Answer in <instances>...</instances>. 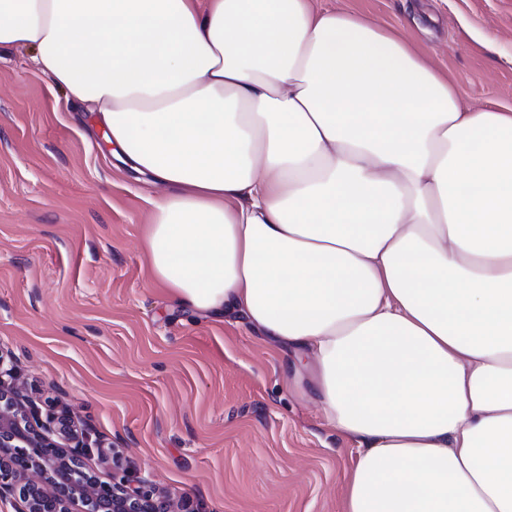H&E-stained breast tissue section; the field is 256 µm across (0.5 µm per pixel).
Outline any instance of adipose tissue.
Listing matches in <instances>:
<instances>
[{"instance_id": "obj_1", "label": "adipose tissue", "mask_w": 512, "mask_h": 512, "mask_svg": "<svg viewBox=\"0 0 512 512\" xmlns=\"http://www.w3.org/2000/svg\"><path fill=\"white\" fill-rule=\"evenodd\" d=\"M1 47L165 187L153 283L307 370L344 512H512V108L320 0H0Z\"/></svg>"}]
</instances>
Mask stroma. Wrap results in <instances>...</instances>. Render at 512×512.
<instances>
[{
	"label": "stroma",
	"instance_id": "stroma-1",
	"mask_svg": "<svg viewBox=\"0 0 512 512\" xmlns=\"http://www.w3.org/2000/svg\"><path fill=\"white\" fill-rule=\"evenodd\" d=\"M400 30L463 104L512 108V0H323ZM92 106L66 102L28 50L0 49V351L193 512H342L354 440L243 319H206L151 284L144 234L162 186L112 157Z\"/></svg>",
	"mask_w": 512,
	"mask_h": 512
}]
</instances>
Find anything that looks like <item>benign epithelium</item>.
<instances>
[{"mask_svg": "<svg viewBox=\"0 0 512 512\" xmlns=\"http://www.w3.org/2000/svg\"><path fill=\"white\" fill-rule=\"evenodd\" d=\"M15 376L0 354L1 501L14 512H77L82 495L90 497L92 512H173L169 496L128 469L118 467L105 480L86 471L84 459L97 441L56 416L50 402L21 401Z\"/></svg>", "mask_w": 512, "mask_h": 512, "instance_id": "obj_1", "label": "benign epithelium"}]
</instances>
